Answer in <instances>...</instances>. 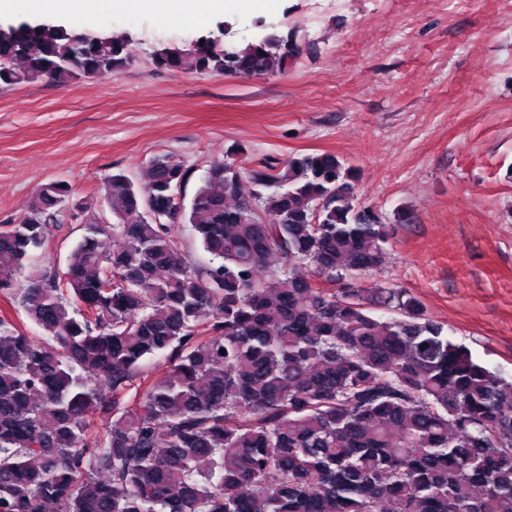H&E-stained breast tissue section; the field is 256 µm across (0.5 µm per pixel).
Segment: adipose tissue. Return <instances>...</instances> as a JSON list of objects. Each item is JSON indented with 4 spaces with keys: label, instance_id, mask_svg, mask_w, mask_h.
Returning a JSON list of instances; mask_svg holds the SVG:
<instances>
[{
    "label": "adipose tissue",
    "instance_id": "ef3b65f1",
    "mask_svg": "<svg viewBox=\"0 0 512 512\" xmlns=\"http://www.w3.org/2000/svg\"><path fill=\"white\" fill-rule=\"evenodd\" d=\"M261 0H110L116 12L136 10L192 25L204 24L224 8L260 4Z\"/></svg>",
    "mask_w": 512,
    "mask_h": 512
}]
</instances>
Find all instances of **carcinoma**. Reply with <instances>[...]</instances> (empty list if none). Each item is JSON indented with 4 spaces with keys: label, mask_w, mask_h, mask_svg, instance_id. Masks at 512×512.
<instances>
[{
    "label": "carcinoma",
    "mask_w": 512,
    "mask_h": 512,
    "mask_svg": "<svg viewBox=\"0 0 512 512\" xmlns=\"http://www.w3.org/2000/svg\"><path fill=\"white\" fill-rule=\"evenodd\" d=\"M289 33L157 49L173 73L273 76ZM123 36L0 28V87L108 79ZM238 149L193 169L155 155L107 175L112 223L85 222L65 270H27L74 204L64 180L0 225V512H512V381L473 360L405 288L364 287L390 238L333 153L263 159L242 191ZM211 255L201 270L175 226ZM339 290L318 288L305 268ZM163 353L168 371L149 377ZM101 420L89 440L90 419Z\"/></svg>",
    "instance_id": "cac0c4a2"
}]
</instances>
